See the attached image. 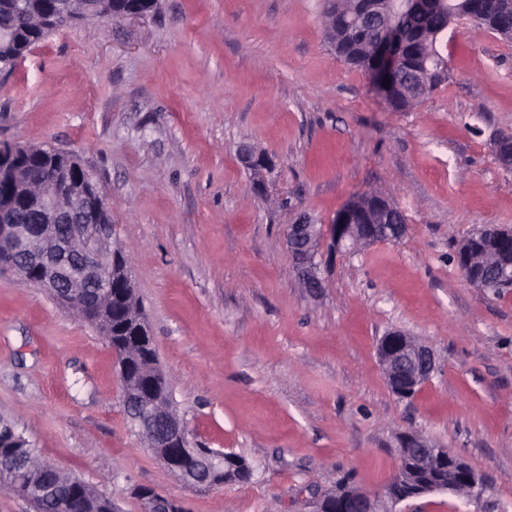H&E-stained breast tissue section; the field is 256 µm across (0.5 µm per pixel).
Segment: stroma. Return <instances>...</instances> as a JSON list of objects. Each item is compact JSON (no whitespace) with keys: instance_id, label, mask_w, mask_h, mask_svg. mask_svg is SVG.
<instances>
[{"instance_id":"1","label":"stroma","mask_w":512,"mask_h":512,"mask_svg":"<svg viewBox=\"0 0 512 512\" xmlns=\"http://www.w3.org/2000/svg\"><path fill=\"white\" fill-rule=\"evenodd\" d=\"M442 53L448 82L395 111L337 59L321 0H159L33 45L0 73V142L72 154L103 188L177 413L252 477L185 487L132 429L106 341L10 272L0 418L117 512H144L142 489L185 512H312L342 482L377 494L403 431L481 483L394 512H512V292L472 287L455 261L474 229H512V170L494 150L512 134V40L462 20ZM242 145L271 170L255 176ZM365 192L402 211L406 235L321 248L310 293L287 225L330 224ZM394 328L435 354L409 398L379 362Z\"/></svg>"}]
</instances>
